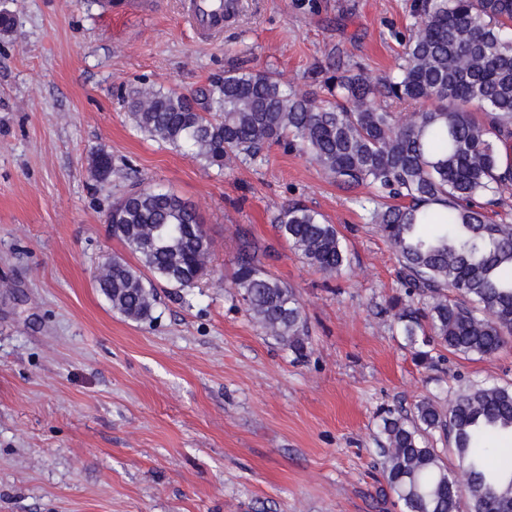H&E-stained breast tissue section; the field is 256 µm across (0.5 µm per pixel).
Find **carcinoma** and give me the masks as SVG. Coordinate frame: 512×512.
<instances>
[{
	"instance_id": "carcinoma-1",
	"label": "carcinoma",
	"mask_w": 512,
	"mask_h": 512,
	"mask_svg": "<svg viewBox=\"0 0 512 512\" xmlns=\"http://www.w3.org/2000/svg\"><path fill=\"white\" fill-rule=\"evenodd\" d=\"M415 11L383 77L339 50L312 76L321 95L293 90L270 68L231 66L190 97L144 87L128 109L140 131L219 171L261 163L278 144L309 156L347 191L372 189L359 204L394 250L407 296L393 302L395 319L429 366L433 344L492 356L512 338V0H418ZM92 168L107 178L112 156L96 151ZM107 223L138 264L114 256L96 281L130 320L152 318L154 281L191 288L208 272L209 235L196 206L172 191L135 186ZM277 224L309 266L330 275L350 266L336 226L319 212L294 202ZM233 288L255 322L303 354L300 298L248 244ZM379 432L381 478L403 512H512V465L494 464L488 448L512 437L511 386L474 384L446 408L428 399L408 414L387 408ZM439 440L458 468L443 462Z\"/></svg>"
}]
</instances>
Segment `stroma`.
Instances as JSON below:
<instances>
[{
    "label": "stroma",
    "instance_id": "35a3bbf8",
    "mask_svg": "<svg viewBox=\"0 0 512 512\" xmlns=\"http://www.w3.org/2000/svg\"><path fill=\"white\" fill-rule=\"evenodd\" d=\"M130 2L106 18L94 0H0L14 20L0 30V512H400L380 476V409L512 384V343L420 365L393 321L400 266L353 193L277 145L260 165L205 168L136 129L124 102L236 63L302 93L335 47L384 75L412 0H235L206 41L185 0ZM137 183L193 202L214 246L196 287L157 282L146 322L94 283L105 258L129 254L106 219ZM291 201L335 224L351 256L341 276L280 236ZM246 241L302 301L303 356L234 296Z\"/></svg>",
    "mask_w": 512,
    "mask_h": 512
}]
</instances>
